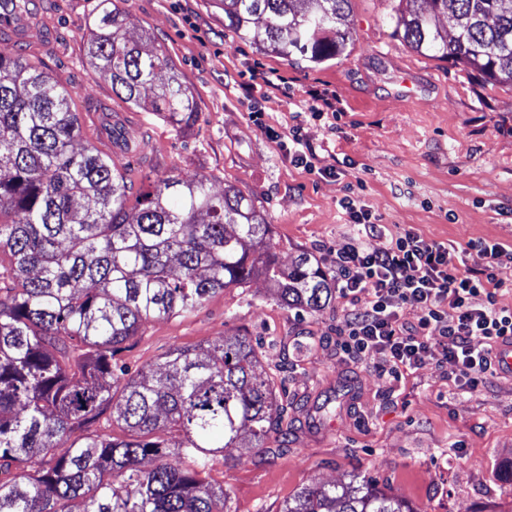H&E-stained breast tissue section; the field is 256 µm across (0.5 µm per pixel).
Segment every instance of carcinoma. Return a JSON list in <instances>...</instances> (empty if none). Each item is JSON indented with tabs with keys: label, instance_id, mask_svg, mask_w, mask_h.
<instances>
[{
	"label": "carcinoma",
	"instance_id": "1",
	"mask_svg": "<svg viewBox=\"0 0 512 512\" xmlns=\"http://www.w3.org/2000/svg\"><path fill=\"white\" fill-rule=\"evenodd\" d=\"M224 28L265 54L319 65L347 46L350 0H213ZM455 35H443L441 19ZM394 33L427 57H452L512 87V0H398ZM86 55L112 93L176 129L197 111L159 49L125 35L99 0ZM72 96L35 62L0 47V512H230L214 457L250 432L264 448L284 407L246 336L175 347L135 374L121 346L150 319L190 314L262 275L289 308L336 298L307 254L283 270L255 198L173 170L127 209L126 178L96 147L77 149ZM59 344L51 351L48 345ZM127 431H89L109 406ZM281 512H413L364 478L311 483Z\"/></svg>",
	"mask_w": 512,
	"mask_h": 512
}]
</instances>
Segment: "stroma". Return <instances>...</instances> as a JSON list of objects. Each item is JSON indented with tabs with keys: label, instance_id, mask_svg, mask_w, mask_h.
Masks as SVG:
<instances>
[{
	"label": "stroma",
	"instance_id": "stroma-1",
	"mask_svg": "<svg viewBox=\"0 0 512 512\" xmlns=\"http://www.w3.org/2000/svg\"><path fill=\"white\" fill-rule=\"evenodd\" d=\"M49 2L54 37L24 52L70 91L78 112L105 105L126 114L130 137L147 145L145 155L114 159L129 198L145 190L147 176L174 169L218 191L233 185L253 193L284 267L343 247L349 197L393 233L410 228L458 248L483 239L512 246V88L413 51L390 24L394 0H350L347 50L317 67L259 54L225 30L209 0H114L128 38L161 47L192 91L198 119L185 131L127 105L93 71L85 39L96 0ZM258 62L287 72V89L245 94ZM312 85L335 95L336 116H311ZM297 123L316 166H335L334 176L291 162L283 139ZM341 315L337 300L317 311L288 308L258 276L191 314L148 321L117 358L141 369L175 347L235 334L252 340L260 372L288 406L267 442L284 453L266 461L246 434L225 449L210 476L228 491L231 512H280L306 484L351 474L414 512H512V378L462 394L452 365L433 363L394 380L372 361L341 360Z\"/></svg>",
	"mask_w": 512,
	"mask_h": 512
}]
</instances>
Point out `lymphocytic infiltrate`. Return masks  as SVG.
Segmentation results:
<instances>
[{
  "label": "lymphocytic infiltrate",
  "mask_w": 512,
  "mask_h": 512,
  "mask_svg": "<svg viewBox=\"0 0 512 512\" xmlns=\"http://www.w3.org/2000/svg\"><path fill=\"white\" fill-rule=\"evenodd\" d=\"M350 233L326 257L345 311L336 326L342 359H376L391 376L445 361L453 382L471 392L497 377L499 343L512 339V310L496 294L512 287V248L478 240L467 248L406 229L389 234L364 205L347 200ZM387 238L385 247L371 240ZM419 312L416 321L406 308Z\"/></svg>",
  "instance_id": "1"
}]
</instances>
